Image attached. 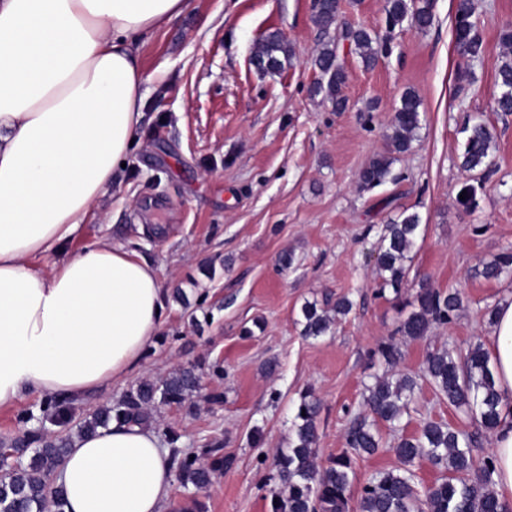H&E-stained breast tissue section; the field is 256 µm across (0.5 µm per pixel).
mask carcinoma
Here are the masks:
<instances>
[{
	"instance_id": "cac0c4a2",
	"label": "carcinoma",
	"mask_w": 512,
	"mask_h": 512,
	"mask_svg": "<svg viewBox=\"0 0 512 512\" xmlns=\"http://www.w3.org/2000/svg\"><path fill=\"white\" fill-rule=\"evenodd\" d=\"M341 13V0H321L316 6L314 23L326 33L336 24ZM388 30L408 21L421 30L433 25L434 0H386ZM472 0H456L455 49L470 60L483 54V39L472 20ZM345 39L365 65L376 61L389 50V41L363 28H349ZM293 50L283 36L272 31L265 35L253 53L256 67L266 72H279L291 61ZM319 73L312 93L323 95L336 110L346 106L342 89L347 73L338 61L335 40L321 43L312 58ZM495 108L512 112V57L506 56L498 69ZM418 95L407 90L393 115L387 150L376 155L359 173L361 189L370 190L391 176L398 155L410 151L424 121ZM461 154V167L476 171L490 165L494 134L488 125L476 118L466 127ZM420 238V217L401 213L383 226L376 260L379 293L390 288L395 298L408 287L407 261ZM476 275L486 280L512 278V249L504 248L492 260L482 264ZM411 310L400 323L396 334L402 340L381 345L376 354L387 366L394 367L404 356V341L421 339L439 325L451 323L465 308L460 292H444L430 283L421 284L413 300L403 302ZM351 302L343 297L330 308L306 303L302 308V335L316 339L326 335L335 321L347 315ZM425 381L435 393L461 410L478 428L494 431L500 420V395L496 388L488 353L480 343L471 344L458 355L443 347L428 352L418 374L383 373L365 386L364 411L354 416L344 435L347 451L318 469L315 464L318 440L317 416L320 403L313 392L302 393L294 420L293 438L288 451L275 461L281 484L275 494L279 512H348L346 492L354 471L352 456L372 455L383 445L380 428L395 429L409 414L420 382ZM197 366H181L165 377L146 378L132 386L118 399L97 408L76 425L78 435L92 434L113 422L151 427L156 425L154 411L160 405L181 406L201 393ZM41 417L24 411L18 415L22 436L0 449V512H63L64 491L51 483V477L62 464L72 446V436L56 433L48 425L68 426L73 421L71 399L45 397L40 402ZM161 436L170 447V462L177 481L184 489L198 493L224 471L223 445L212 443L200 451H184L177 446L178 436L164 429ZM473 434L447 423L429 421L413 434H402L391 451L399 466L378 472L362 488L357 512H512V507L499 502L494 491L493 459H476ZM208 464L202 465L201 458ZM426 460L443 473L442 481L419 494L413 467Z\"/></svg>"
}]
</instances>
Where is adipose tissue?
Returning <instances> with one entry per match:
<instances>
[{"label":"adipose tissue","mask_w":512,"mask_h":512,"mask_svg":"<svg viewBox=\"0 0 512 512\" xmlns=\"http://www.w3.org/2000/svg\"><path fill=\"white\" fill-rule=\"evenodd\" d=\"M187 0H0V409L28 393L79 398L111 385L158 334L164 288L116 243L76 253L118 180L142 118L135 45ZM55 255L51 268L42 259ZM488 352L501 396L494 490L512 505V302ZM152 429L76 438L53 476L64 512H164L173 473Z\"/></svg>","instance_id":"obj_1"}]
</instances>
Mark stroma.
Here are the masks:
<instances>
[{
	"label": "stroma",
	"instance_id": "1",
	"mask_svg": "<svg viewBox=\"0 0 512 512\" xmlns=\"http://www.w3.org/2000/svg\"><path fill=\"white\" fill-rule=\"evenodd\" d=\"M384 4L342 0L325 34L313 22V0H188L181 16L137 44L146 78L138 144L68 249L97 240L126 246L162 280L163 316L141 361L72 407L83 418L143 378L199 364L205 389L223 392V406L201 399L193 411L162 406L157 419L178 435L179 447L224 448L229 465L200 495V512H272L273 463L288 446L305 388L321 403L318 466L343 452L364 387L384 370L374 352L403 317L392 293L378 291V245L391 218L405 211L421 218L424 241L409 288L427 278L467 300L451 324L407 343L399 371H420L434 348L459 352L487 342L485 307L512 301V280L474 274L512 247V113L493 109L512 0H473L485 45L476 61L455 50L454 0H435L434 23L424 31L407 22L388 30ZM350 26L388 36L390 50L374 67H364L343 40ZM274 30L294 57L282 71L263 73L250 62L252 48ZM327 36L337 39L348 74L341 112L310 92L318 78L310 61ZM464 71L473 80L463 87ZM408 89L422 101L418 139L394 162L391 181L361 189L359 173L385 151ZM474 115L492 127L495 148L477 207L468 211L456 196L469 179L460 154ZM286 253L294 258L288 268L278 262ZM201 293L207 300L198 307ZM343 295L350 313L325 336H302V305ZM215 364L223 376L212 373ZM430 420L473 428L425 383L404 430ZM384 441L378 453L355 457L350 503L373 475L397 466L392 434Z\"/></svg>",
	"mask_w": 512,
	"mask_h": 512
}]
</instances>
